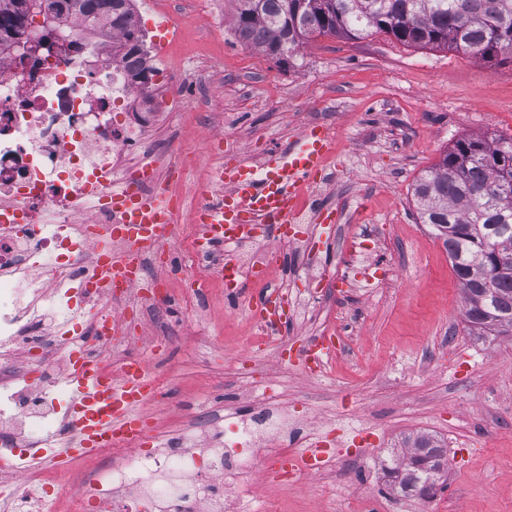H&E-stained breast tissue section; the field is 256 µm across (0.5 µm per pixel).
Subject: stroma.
I'll return each mask as SVG.
<instances>
[{"instance_id": "stroma-1", "label": "stroma", "mask_w": 512, "mask_h": 512, "mask_svg": "<svg viewBox=\"0 0 512 512\" xmlns=\"http://www.w3.org/2000/svg\"><path fill=\"white\" fill-rule=\"evenodd\" d=\"M144 18L166 14L172 37L159 66L180 75L194 65L195 90L155 117L145 154L158 172L159 150L174 141L193 159L182 169L186 208H193L213 164L238 157L264 165L298 141L310 124L325 127L334 150L305 188L333 225L332 242L313 255L279 249L269 280L305 289L300 268L325 274L305 316L288 327L289 348L330 337L335 352L314 376L289 369L276 406L303 422L336 459L335 479L288 486L264 474L244 512L277 498L284 512H512V335L475 337L464 322V298L441 239L420 220L412 186L464 136L512 139V62L470 64L452 50L417 49L393 37L321 36L293 55L272 57L244 46L226 0H136ZM221 122L223 153L209 158L200 131ZM374 225V240L354 276L334 285L350 225ZM155 272L173 294L165 321L141 315L138 296L120 304L132 324L126 353L144 358L166 391L142 411L154 437L180 414L211 408L248 416L255 386L274 347L252 342L247 301L220 281L193 292L183 271V243ZM448 450L447 486L431 499L388 489L381 468L409 451L416 435Z\"/></svg>"}]
</instances>
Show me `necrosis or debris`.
Returning a JSON list of instances; mask_svg holds the SVG:
<instances>
[{
  "instance_id": "necrosis-or-debris-1",
  "label": "necrosis or debris",
  "mask_w": 512,
  "mask_h": 512,
  "mask_svg": "<svg viewBox=\"0 0 512 512\" xmlns=\"http://www.w3.org/2000/svg\"><path fill=\"white\" fill-rule=\"evenodd\" d=\"M138 97L121 54L109 48L41 51L23 60L12 50L0 53V467L14 465L28 448L27 427L62 418L46 355L56 348L67 365L72 345L49 332L50 315L67 308L88 331L113 312L114 297L82 286L86 229L111 223L107 197L131 185L183 204L177 181L158 180L134 161L147 145L141 125L150 113L113 121L118 102ZM39 224L55 225V234H36ZM42 264L50 283L34 273ZM19 345L28 363L21 378L11 370ZM296 429L260 407L245 424H229L206 453L189 452L192 436L181 431L164 447L126 450L118 465L76 491L66 474L25 468L16 493L41 489L33 512H51L58 502L69 512H128L132 504L144 512H239L255 479L285 460L296 461L291 485L311 479L286 444Z\"/></svg>"
}]
</instances>
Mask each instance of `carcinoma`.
I'll list each match as a JSON object with an SVG mask.
<instances>
[{
  "instance_id": "obj_1",
  "label": "carcinoma",
  "mask_w": 512,
  "mask_h": 512,
  "mask_svg": "<svg viewBox=\"0 0 512 512\" xmlns=\"http://www.w3.org/2000/svg\"><path fill=\"white\" fill-rule=\"evenodd\" d=\"M66 32L81 20L86 33L120 36L125 58H141L143 35L133 0H55ZM234 0L239 41L268 55L274 47L296 51L314 36L360 39L373 33L419 49L473 54L479 61L512 60V0ZM21 19L0 7V49L13 47ZM422 223L443 240L463 292L464 321L473 336H492L512 323V270L503 272L498 254L512 253V141L484 136L455 142L415 184ZM448 450L427 437L413 441L409 457L383 466L399 495L426 499L444 483Z\"/></svg>"
}]
</instances>
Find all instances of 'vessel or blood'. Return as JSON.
I'll list each match as a JSON object with an SVG mask.
<instances>
[{"instance_id":"obj_1","label":"vessel or blood","mask_w":512,"mask_h":512,"mask_svg":"<svg viewBox=\"0 0 512 512\" xmlns=\"http://www.w3.org/2000/svg\"><path fill=\"white\" fill-rule=\"evenodd\" d=\"M331 145L328 131L313 125L303 129L298 142L272 153L263 172L243 163L223 166L219 173L221 199L192 215L205 243L229 244L272 226L284 228L301 186L322 171ZM109 205L113 224L108 228L92 226L89 247L94 260L85 273L88 287L101 294L116 283L129 289L139 286L136 260L149 252L171 218L161 195H148L130 186L113 192ZM223 270L232 294H248L250 276L243 273L232 253H225ZM249 296L248 312L255 322L273 336L287 331V305L278 290ZM332 348V341L322 336L303 345L300 358L305 363L322 360ZM63 380L71 392L76 440L62 449V456H91L121 440L134 445L145 439L148 423L139 409L148 402L155 383L144 362L130 365L115 379L102 376L78 357L67 367Z\"/></svg>"}]
</instances>
